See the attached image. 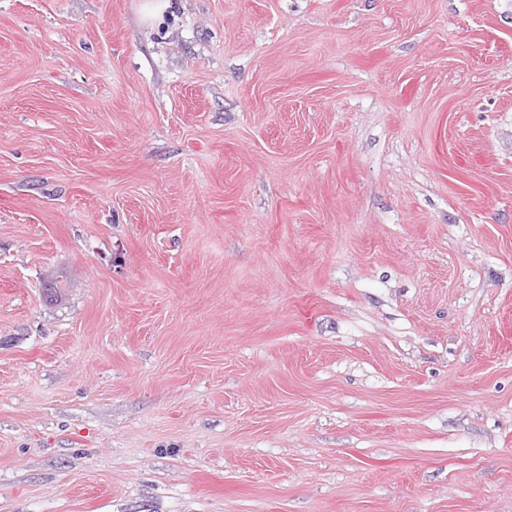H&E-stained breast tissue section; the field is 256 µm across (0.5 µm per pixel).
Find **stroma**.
I'll use <instances>...</instances> for the list:
<instances>
[{"label":"stroma","mask_w":512,"mask_h":512,"mask_svg":"<svg viewBox=\"0 0 512 512\" xmlns=\"http://www.w3.org/2000/svg\"><path fill=\"white\" fill-rule=\"evenodd\" d=\"M0 0V512H512V0Z\"/></svg>","instance_id":"1"}]
</instances>
